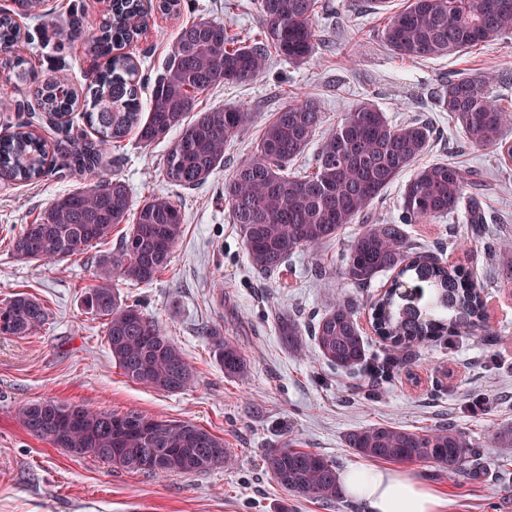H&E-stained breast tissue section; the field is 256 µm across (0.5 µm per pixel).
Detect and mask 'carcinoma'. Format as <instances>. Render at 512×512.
<instances>
[{
	"mask_svg": "<svg viewBox=\"0 0 512 512\" xmlns=\"http://www.w3.org/2000/svg\"><path fill=\"white\" fill-rule=\"evenodd\" d=\"M258 31L245 38L228 33L224 22L201 17L180 27L162 69L141 105L137 65L112 48L131 42L147 24L140 0H113L108 20L93 36L103 68L86 74L91 108L85 113L96 139L71 138L67 169L88 180L60 195L39 220L10 238L20 261H64L104 242L119 224H130L116 252L102 256L83 302L105 321L112 358L129 380L159 392L177 393L195 381L192 366L144 313L137 301L122 299L118 281L149 285L170 265L183 233L185 213L168 195L134 201L125 182L103 177L108 146L136 132L149 146L178 132L164 161L168 180L194 190L224 166V152L254 120L244 105L195 111L197 97L219 85L249 83L265 73L275 56L293 65L318 52L315 19L322 0H254ZM512 36V0H408L381 31L388 49L405 60L445 57ZM21 30L8 12L0 13V64L7 81L31 80L20 55ZM495 75L458 76L434 92L435 106L474 147H505V126L512 112L492 96ZM39 107L61 120L72 108L65 84L49 79L37 90ZM193 119H188L190 112ZM323 114L310 97L290 103L266 124L250 158L224 180V201L231 223L239 226L250 267L258 274L279 271L292 256L334 238L369 207L429 146L431 129L421 121L395 126L370 100L344 112L324 132L308 175L288 167L309 147ZM507 148V147H505ZM512 163V146L500 164ZM50 172L44 141L21 122L0 137V181L30 182ZM470 174L454 165L434 163L414 171L401 197V223L363 224L352 238L345 275L368 288L382 273L395 276L373 303L375 334L389 344L383 357L367 358L354 305L331 301L311 327L297 315L281 313L276 328L289 351L300 354L313 341L330 365L358 366L377 378L389 375L400 350L441 336L485 329L480 289L466 273L428 254L407 256L403 225L426 224L455 212L465 200ZM48 318L40 299L24 292L0 304V336H30ZM216 362L230 378L248 372L244 350L213 328L208 332ZM32 436L74 458H95L131 472L171 475L207 472L232 458L224 440L189 421L148 416L132 409L114 413L51 398L26 403L17 411ZM346 446L366 458L394 463L428 462L450 472L463 469L472 442L453 425L413 430L388 424L358 428ZM265 470L286 491L324 503L341 498L337 467L329 458L288 439L265 450Z\"/></svg>",
	"mask_w": 512,
	"mask_h": 512,
	"instance_id": "obj_1",
	"label": "carcinoma"
}]
</instances>
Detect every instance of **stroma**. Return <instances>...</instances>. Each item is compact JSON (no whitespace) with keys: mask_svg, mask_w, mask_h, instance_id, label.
<instances>
[{"mask_svg":"<svg viewBox=\"0 0 512 512\" xmlns=\"http://www.w3.org/2000/svg\"><path fill=\"white\" fill-rule=\"evenodd\" d=\"M328 2L330 9L317 25L326 50L298 67L272 59L256 82L199 96L201 110L244 102L255 114L206 186L187 193L168 181L163 170L171 145L167 139L144 148L130 135L106 159L105 177L123 180L134 198L170 195L185 213L168 271L147 286L119 285L122 296L141 301L193 367L195 383L174 394L128 380L112 359L103 320L82 303L98 260L115 251L124 227L60 263H24L5 248V234L35 222L57 196L85 184L66 173L61 130L90 132L85 74L105 60L92 53L87 36L102 24L107 7L104 0H45L42 19L17 16V25L34 44L25 54L29 67L41 80L68 77L77 102L64 126H57L39 109L34 88L8 87L7 72L0 68V90L25 106L21 112L0 109V135L28 120L45 141L52 168L32 184L0 182V302L26 292L49 311L36 335L0 337V512H131L135 507L141 512H363L347 496L327 504L284 490L263 469L264 449L293 438L335 461L342 472L371 465L346 447L344 437L352 430L373 424L424 429L447 422L475 445L466 470L451 474L417 462L402 464V471L437 489L446 502L444 512H512V445L496 439L500 428L512 425V280L504 279L493 255L497 243L512 241V168L499 165L494 148L467 144L433 100L436 88L449 79L492 72L497 76L494 95L511 107L512 43L402 60L381 39L385 14L371 12L367 0ZM144 6L149 26L127 49L138 65L144 102L172 38L186 22L204 14L233 33L259 27L253 0H182L177 14L162 12L158 0H144ZM73 13L84 25L75 39L57 26ZM300 95L317 100L328 128L364 98L393 123L430 121L434 135L417 166L444 162L471 171L470 192L485 224L473 227L460 210L405 230L411 251L470 274L486 302L488 331L405 349L402 363L383 380L326 364L314 345L296 355L281 343L278 314H317L342 294L355 302L370 353L383 354L386 346L371 326L369 308L393 278L383 273L369 288L345 279L348 245L358 230L354 224L297 253L271 280L253 274L239 229L229 219L224 180L250 157L265 123ZM213 327L246 350L248 376H225L206 336ZM43 398L190 421L222 438L235 462L201 475L159 477L74 458L18 423V407Z\"/></svg>","mask_w":512,"mask_h":512,"instance_id":"1","label":"stroma"}]
</instances>
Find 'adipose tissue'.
<instances>
[{
  "mask_svg": "<svg viewBox=\"0 0 512 512\" xmlns=\"http://www.w3.org/2000/svg\"><path fill=\"white\" fill-rule=\"evenodd\" d=\"M341 480L365 512H440L442 507L431 488L401 470L352 468Z\"/></svg>",
  "mask_w": 512,
  "mask_h": 512,
  "instance_id": "1",
  "label": "adipose tissue"
}]
</instances>
